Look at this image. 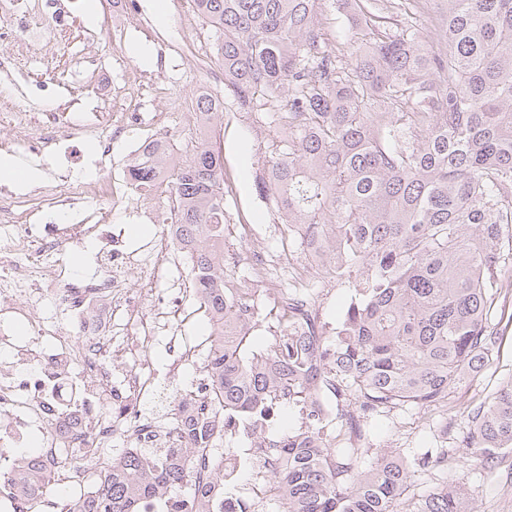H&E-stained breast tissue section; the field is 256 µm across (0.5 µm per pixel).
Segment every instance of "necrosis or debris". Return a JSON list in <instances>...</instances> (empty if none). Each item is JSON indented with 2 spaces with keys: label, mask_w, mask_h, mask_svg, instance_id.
Masks as SVG:
<instances>
[{
  "label": "necrosis or debris",
  "mask_w": 512,
  "mask_h": 512,
  "mask_svg": "<svg viewBox=\"0 0 512 512\" xmlns=\"http://www.w3.org/2000/svg\"><path fill=\"white\" fill-rule=\"evenodd\" d=\"M9 106L19 155L45 159L49 148L62 138L57 113H42L39 132L32 137L25 129L32 98L21 92L13 94ZM131 186L127 178L117 184L107 178L61 186L40 197L28 224L17 221L19 197L0 195V298L14 301L5 310L6 321L0 323V341L9 339L11 319L27 321L30 330L21 351L28 362L27 371L0 373V459L8 461L10 471L20 469L23 458L17 450L35 430L45 434V456L56 455L61 448L90 449L89 466L74 464L65 473L68 482L87 492L92 489L90 471L109 468L118 460L106 450L112 440H120L125 448L163 451L186 445L180 420L157 426L139 408L154 390L146 348L156 336L157 326L147 320L126 280L133 271L143 286L154 287L166 277V260L179 267L189 256L176 250L175 228L170 224L163 226L141 258L103 231L94 202L125 193ZM59 209L71 210L75 223H44L46 213ZM94 233L101 234L110 246L102 251L91 283L82 285L68 275L66 256ZM225 260L230 264L246 261L253 268L252 278L234 281L237 293L271 296L278 306H287L288 297L280 293L264 251L236 250L226 253ZM46 295L53 298L60 319L38 315L36 304ZM116 316L124 317L132 335L139 338L118 381L112 375V319ZM212 349L208 336L170 337L173 371L201 369ZM70 366L82 373L83 395L78 400L62 395L61 371Z\"/></svg>",
  "instance_id": "obj_1"
}]
</instances>
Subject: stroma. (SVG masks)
Instances as JSON below:
<instances>
[{"mask_svg": "<svg viewBox=\"0 0 512 512\" xmlns=\"http://www.w3.org/2000/svg\"><path fill=\"white\" fill-rule=\"evenodd\" d=\"M90 1L96 7L91 23L85 19ZM63 2L67 8L64 24L40 32L36 53H28L25 39L9 43V51L22 55L23 60L19 70L0 72V99L11 96L17 85L33 90L37 111L59 112L68 135L57 147L52 167L45 170L40 190L98 177L122 180L136 147L161 129L170 134V153L177 164L188 158L197 137H208L216 142L223 162L225 249L247 243L282 256L280 277L285 289H292L294 269L304 265L306 258L297 247L283 245L284 218L273 197L259 189L264 162L281 135L276 122L278 104L254 110L241 107L214 61L218 34L197 13L193 0H164L161 19L154 12L153 0H134L130 11L113 6L112 0ZM141 45L151 48L150 61L136 56ZM202 88L224 103L221 119L205 131L188 125ZM90 109L99 112L105 122L116 112H138L144 120L113 141L110 154L105 155L96 142L77 132L80 112ZM173 205L171 194L153 190L96 203L103 223L122 233L131 250L141 248L162 225L170 223ZM242 224L254 230L250 241L239 235ZM324 281L318 269H310L307 291L316 302L325 334L330 335L357 293L351 282L340 281L328 288ZM165 343V335H158L149 349L156 391L141 403L142 411L156 416L164 415L176 389L208 380L203 371L170 372ZM511 377L512 325L506 329L498 356L480 374L464 376L455 394L480 402ZM446 419V414L429 409L383 413L366 423L365 445L374 454L396 450L409 459L428 448L447 447V469L418 473L408 496L425 495L443 481L455 479L472 490V512H512V449L504 451L493 467H482L466 449L447 443L441 430Z\"/></svg>", "mask_w": 512, "mask_h": 512, "instance_id": "1", "label": "stroma"}]
</instances>
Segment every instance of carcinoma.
I'll return each instance as SVG.
<instances>
[{"instance_id":"obj_1","label":"carcinoma","mask_w":512,"mask_h":512,"mask_svg":"<svg viewBox=\"0 0 512 512\" xmlns=\"http://www.w3.org/2000/svg\"><path fill=\"white\" fill-rule=\"evenodd\" d=\"M442 49L429 50L419 10L390 26L380 0H352L356 66L324 48L322 0H194L220 33L215 62L243 107L285 100L282 130L265 161L261 189L276 199L306 254L322 251L336 279L363 270L358 299L336 346L316 333V311L281 320L256 349L254 325L235 322L255 304L224 287V180L206 138L168 168L169 146L131 158L138 187L171 175L178 243L193 253L199 304L214 336L206 364L213 404L187 412L188 448L161 456L135 448L112 465L93 495L71 512H142L191 478L183 457L211 455L232 424L262 435L274 410L297 408L303 425L279 445L253 449L257 480L281 512H467V488L451 482L421 498L406 491L429 458L398 453L365 461L363 422L406 407L449 410L461 377L480 372L499 341L493 309L512 288V0H435ZM202 126L222 114L196 100ZM336 400V417L320 399ZM460 444L490 466L512 448V380L489 400L464 408ZM224 427L214 425L216 415ZM24 468L0 474V487L30 512L63 469L27 450ZM188 512H219L212 486L194 485Z\"/></svg>"}]
</instances>
